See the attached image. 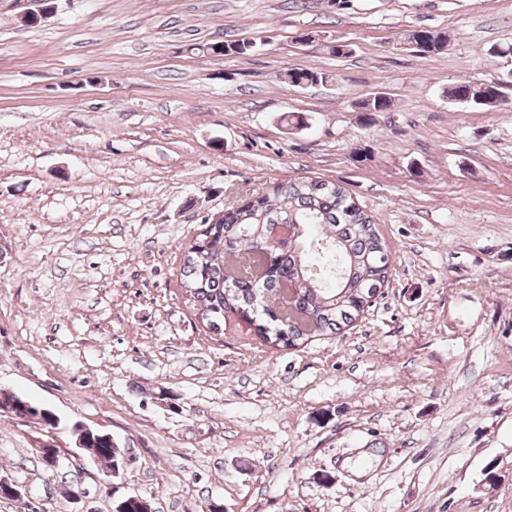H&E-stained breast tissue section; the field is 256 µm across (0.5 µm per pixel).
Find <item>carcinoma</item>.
<instances>
[{
	"instance_id": "carcinoma-1",
	"label": "carcinoma",
	"mask_w": 512,
	"mask_h": 512,
	"mask_svg": "<svg viewBox=\"0 0 512 512\" xmlns=\"http://www.w3.org/2000/svg\"><path fill=\"white\" fill-rule=\"evenodd\" d=\"M407 42L424 54L448 44L439 31L409 34ZM503 81L456 85L449 100L493 106ZM294 225L286 246L270 244L273 225ZM270 251L267 275L252 276L255 253ZM390 260L372 218L342 187L322 180H286L245 204L224 209L217 223L189 244L183 256L184 289L206 326L218 330L233 311L270 347H296L334 333L368 307L389 275ZM294 287L288 304L283 291ZM93 462L120 467L126 448L112 434L93 430L85 439ZM112 512H151L143 500L121 498Z\"/></svg>"
}]
</instances>
